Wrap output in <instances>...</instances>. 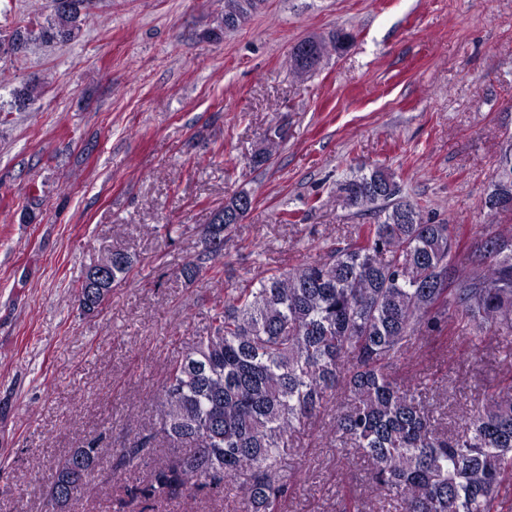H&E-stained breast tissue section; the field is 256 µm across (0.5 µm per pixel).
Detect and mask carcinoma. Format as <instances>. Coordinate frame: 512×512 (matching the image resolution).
<instances>
[{
	"label": "carcinoma",
	"instance_id": "obj_1",
	"mask_svg": "<svg viewBox=\"0 0 512 512\" xmlns=\"http://www.w3.org/2000/svg\"><path fill=\"white\" fill-rule=\"evenodd\" d=\"M90 2L69 0L43 21L0 34V59L17 56L6 45L9 36L25 50L75 40ZM262 3L224 0L232 26L205 35L221 40ZM304 42L312 61H302L297 46L289 53L297 78L329 52L344 53L354 35L342 28ZM42 88L38 78L13 87L9 109L27 108ZM281 139L265 138L253 164H267ZM337 200L375 222L354 225L345 243L316 258L212 301L205 330L166 366L150 433L117 452L99 437L73 449L56 469L49 497L71 506L102 459L113 456L132 473L155 442L171 453L147 479L125 485L130 502L161 503L184 493L218 499L235 489L237 512H282L296 485L285 448L325 416L330 447L352 463L367 462L379 512H495L502 487L512 483V382L461 408L450 430L426 379H399L394 368L450 329L477 348L512 337V229H497L464 254L454 225L405 199L397 175L382 168L340 183ZM482 207L489 224L512 213V139L502 146ZM247 215L207 225L202 251L181 265L180 275L191 282L223 274L224 245ZM133 265L127 252H106L96 266L111 269V281L93 288L87 271L76 297L102 307Z\"/></svg>",
	"mask_w": 512,
	"mask_h": 512
}]
</instances>
